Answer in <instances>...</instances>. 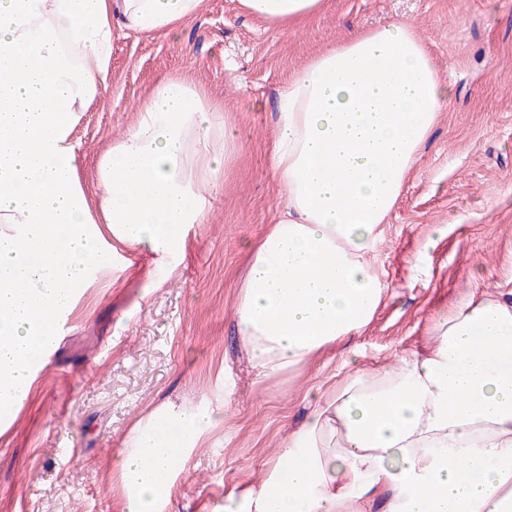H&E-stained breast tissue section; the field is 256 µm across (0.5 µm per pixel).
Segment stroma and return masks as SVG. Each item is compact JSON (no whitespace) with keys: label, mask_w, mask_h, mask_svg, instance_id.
I'll use <instances>...</instances> for the list:
<instances>
[{"label":"stroma","mask_w":512,"mask_h":512,"mask_svg":"<svg viewBox=\"0 0 512 512\" xmlns=\"http://www.w3.org/2000/svg\"><path fill=\"white\" fill-rule=\"evenodd\" d=\"M425 40L452 91L383 227L371 260L387 285L370 323L288 373L255 380L237 333L249 249L276 221L283 188L271 161L279 93L317 52L350 31L394 20ZM179 76L224 108L236 137L224 175L201 188L204 223L165 264L123 249L115 272L76 291L68 328L30 398L0 417V512H124L120 464L137 423L167 404L223 405L165 512H205L226 488L260 483L265 461L340 381L434 344L433 320L473 289L512 280V0H325L306 23L277 27L239 0H203L179 44L123 31L110 85L75 124L88 199L96 167L129 133L156 81ZM445 228L433 239L435 228ZM74 455L62 458L61 444Z\"/></svg>","instance_id":"obj_1"}]
</instances>
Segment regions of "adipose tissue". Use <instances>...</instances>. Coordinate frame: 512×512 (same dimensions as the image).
<instances>
[{"instance_id": "obj_1", "label": "adipose tissue", "mask_w": 512, "mask_h": 512, "mask_svg": "<svg viewBox=\"0 0 512 512\" xmlns=\"http://www.w3.org/2000/svg\"><path fill=\"white\" fill-rule=\"evenodd\" d=\"M279 26L323 0H239ZM203 0H0V405L22 403L32 364L100 242L179 252L202 223L201 187L224 172L207 144L232 136L207 92L165 76L132 131L97 163L91 211L71 131L109 87L116 29L165 32ZM448 103L412 25L355 30L311 58L280 93L272 174L287 193L253 249L237 330L256 380L294 370L373 318L385 285L375 251L406 176ZM434 345L349 372L221 512H512V289L473 290L435 321ZM222 405L169 404L138 425L121 464L126 512H162Z\"/></svg>"}]
</instances>
